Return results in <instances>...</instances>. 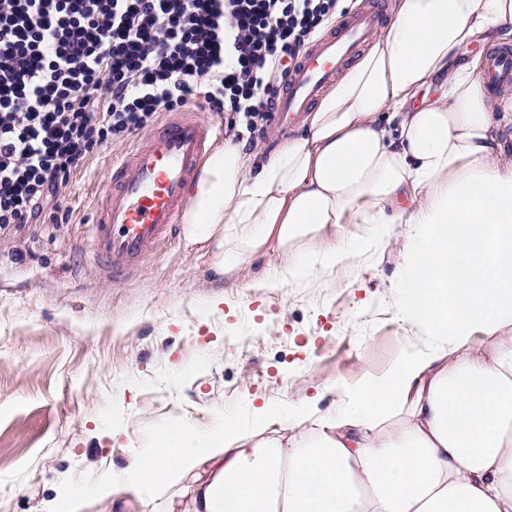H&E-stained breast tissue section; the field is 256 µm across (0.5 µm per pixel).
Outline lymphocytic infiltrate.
<instances>
[{
	"mask_svg": "<svg viewBox=\"0 0 512 512\" xmlns=\"http://www.w3.org/2000/svg\"><path fill=\"white\" fill-rule=\"evenodd\" d=\"M339 0H0V228L49 203L95 150L200 100L265 138L294 61Z\"/></svg>",
	"mask_w": 512,
	"mask_h": 512,
	"instance_id": "f902f5d3",
	"label": "lymphocytic infiltrate"
}]
</instances>
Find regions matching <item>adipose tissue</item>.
I'll return each instance as SVG.
<instances>
[{
    "mask_svg": "<svg viewBox=\"0 0 512 512\" xmlns=\"http://www.w3.org/2000/svg\"><path fill=\"white\" fill-rule=\"evenodd\" d=\"M390 16L302 133L210 154L185 234L218 276L273 255L285 284L341 262L344 225H411L399 285L427 349L333 414L264 406L200 439L169 424L54 512L121 488L148 512H512V95L492 98L483 55L462 53L512 40V0H392Z\"/></svg>",
    "mask_w": 512,
    "mask_h": 512,
    "instance_id": "obj_1",
    "label": "adipose tissue"
}]
</instances>
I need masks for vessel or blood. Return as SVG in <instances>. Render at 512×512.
<instances>
[{
  "instance_id": "b4317fda",
  "label": "vessel or blood",
  "mask_w": 512,
  "mask_h": 512,
  "mask_svg": "<svg viewBox=\"0 0 512 512\" xmlns=\"http://www.w3.org/2000/svg\"><path fill=\"white\" fill-rule=\"evenodd\" d=\"M381 6L346 18L336 29L307 48L288 77L272 118L292 125L309 111L322 92L379 26ZM485 80L491 90L512 86V46L493 51ZM217 136L213 120L201 112H186L148 135L114 169L116 186L95 203L96 223L91 249L109 276L130 273L157 247L175 238L185 222L188 189Z\"/></svg>"
}]
</instances>
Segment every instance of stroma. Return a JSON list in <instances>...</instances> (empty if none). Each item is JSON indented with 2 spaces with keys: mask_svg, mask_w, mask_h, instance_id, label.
Listing matches in <instances>:
<instances>
[{
  "mask_svg": "<svg viewBox=\"0 0 512 512\" xmlns=\"http://www.w3.org/2000/svg\"><path fill=\"white\" fill-rule=\"evenodd\" d=\"M141 140L73 175L58 198L68 223L0 230V512H51L173 419L204 436L264 405L336 409L424 334L398 288L406 224L371 247L369 225H347L346 259L309 284L277 285L270 257L218 280L209 249L183 237L112 280L90 252L93 204Z\"/></svg>",
  "mask_w": 512,
  "mask_h": 512,
  "instance_id": "1",
  "label": "stroma"
}]
</instances>
